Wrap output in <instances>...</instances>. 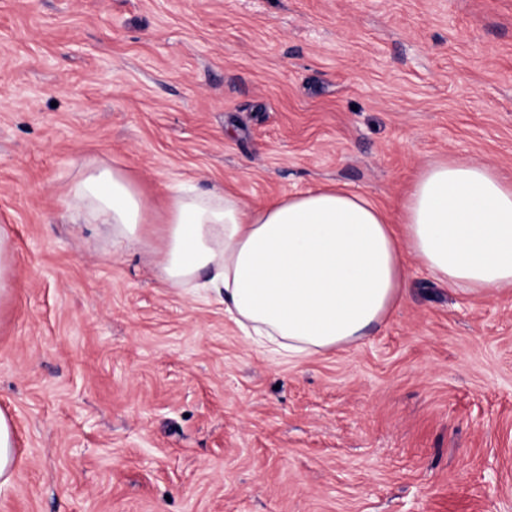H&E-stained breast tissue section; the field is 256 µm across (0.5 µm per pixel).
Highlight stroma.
<instances>
[{
  "label": "stroma",
  "instance_id": "1",
  "mask_svg": "<svg viewBox=\"0 0 512 512\" xmlns=\"http://www.w3.org/2000/svg\"><path fill=\"white\" fill-rule=\"evenodd\" d=\"M87 157L157 210L512 179V0H0V512H512V291L412 260L364 343L281 363L73 222ZM13 252L7 236L0 235V299L8 296V281L12 273ZM15 430L11 419L0 412V479L6 483L12 476L14 465Z\"/></svg>",
  "mask_w": 512,
  "mask_h": 512
}]
</instances>
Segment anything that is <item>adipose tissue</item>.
<instances>
[{"label": "adipose tissue", "instance_id": "adipose-tissue-1", "mask_svg": "<svg viewBox=\"0 0 512 512\" xmlns=\"http://www.w3.org/2000/svg\"><path fill=\"white\" fill-rule=\"evenodd\" d=\"M67 209L106 227L117 253L150 254L164 280L223 305L280 358L359 345L405 298L408 258L472 294L512 288V181L464 159L423 167L391 222L337 186L251 206L228 192L172 190L150 235V201L120 169L83 160Z\"/></svg>", "mask_w": 512, "mask_h": 512}]
</instances>
